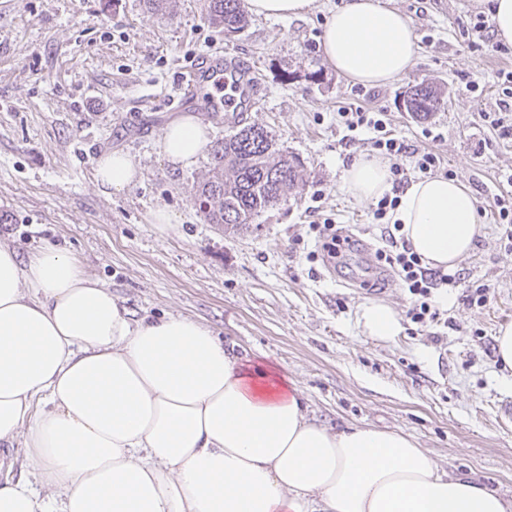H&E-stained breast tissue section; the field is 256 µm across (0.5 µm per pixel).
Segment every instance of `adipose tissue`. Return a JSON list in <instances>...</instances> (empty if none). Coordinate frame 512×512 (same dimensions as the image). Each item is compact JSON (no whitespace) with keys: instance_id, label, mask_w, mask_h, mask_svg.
Returning <instances> with one entry per match:
<instances>
[{"instance_id":"ef3b65f1","label":"adipose tissue","mask_w":512,"mask_h":512,"mask_svg":"<svg viewBox=\"0 0 512 512\" xmlns=\"http://www.w3.org/2000/svg\"><path fill=\"white\" fill-rule=\"evenodd\" d=\"M324 61L349 81L388 84L418 55L407 17L384 0H345L328 16ZM209 144L200 118L169 122L159 152L194 165ZM140 170L102 155L103 190ZM342 185L356 201L392 193L390 163L360 155ZM393 221L427 267L454 269L479 234L459 181L417 179ZM364 333L401 331L389 304L360 308ZM23 441L29 475L0 478V512H512L498 490L448 475L408 436L309 418L294 381L173 313L133 318L74 255H20L0 243V446Z\"/></svg>"}]
</instances>
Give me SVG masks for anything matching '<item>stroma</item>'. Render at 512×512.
<instances>
[{
    "label": "stroma",
    "mask_w": 512,
    "mask_h": 512,
    "mask_svg": "<svg viewBox=\"0 0 512 512\" xmlns=\"http://www.w3.org/2000/svg\"><path fill=\"white\" fill-rule=\"evenodd\" d=\"M344 2L316 0L302 19L253 16L228 37L209 24L203 0H169L165 13L144 0H0V241L72 252L133 317H192L255 363L277 367L319 424L401 431L450 474L511 500L512 421L498 409L512 400V372L497 364L495 339L512 322V248L490 203L512 190V140L482 115L498 108L497 73L512 69V52L471 33L489 0H390L413 27L418 56L364 100L319 50L327 17ZM215 52L258 86L235 119H212L202 95L180 84L184 68ZM425 79L436 82L441 104L420 122L403 95ZM175 96L187 98L213 140L239 119L264 125L301 161L304 186L248 226L207 223L193 186L208 157L175 169L158 153ZM359 105L383 110L397 136L441 156L477 200L481 233L457 267L462 281L432 297L440 323L407 319L412 299L396 273L381 291L363 286L383 242L370 204L342 187L345 165L371 150L367 131L348 130L340 116ZM114 150L133 158L140 177L105 194L95 168ZM315 205L366 243L333 274L310 226ZM160 208L175 217L166 236L152 222ZM484 284L485 306L469 305L467 289ZM368 301L402 314L394 341L363 334L358 318Z\"/></svg>",
    "instance_id": "1"
}]
</instances>
